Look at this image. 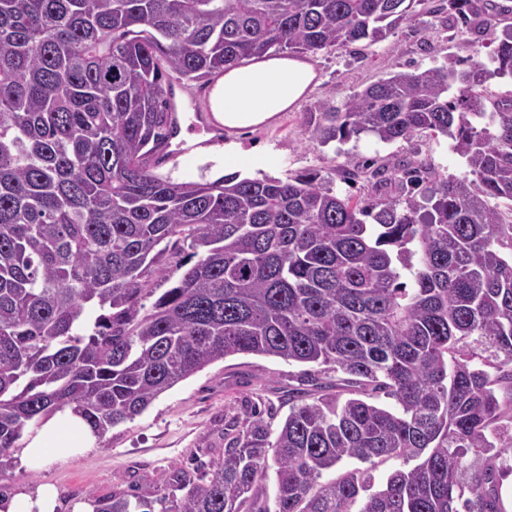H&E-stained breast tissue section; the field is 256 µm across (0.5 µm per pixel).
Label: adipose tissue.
<instances>
[{"mask_svg": "<svg viewBox=\"0 0 512 512\" xmlns=\"http://www.w3.org/2000/svg\"><path fill=\"white\" fill-rule=\"evenodd\" d=\"M315 78L310 63L280 57L230 72L216 91L225 126L246 128L270 120L295 103ZM99 442L87 422L66 408L44 417L32 432L25 434L21 462L27 469H38L62 455L92 453Z\"/></svg>", "mask_w": 512, "mask_h": 512, "instance_id": "adipose-tissue-1", "label": "adipose tissue"}]
</instances>
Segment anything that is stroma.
Returning a JSON list of instances; mask_svg holds the SVG:
<instances>
[{
  "instance_id": "35a3bbf8",
  "label": "stroma",
  "mask_w": 512,
  "mask_h": 512,
  "mask_svg": "<svg viewBox=\"0 0 512 512\" xmlns=\"http://www.w3.org/2000/svg\"><path fill=\"white\" fill-rule=\"evenodd\" d=\"M485 19L481 34L456 37L448 29L446 14H424L401 23L375 46L356 43L322 51L310 59L317 78L294 109L279 113L271 122L222 136L183 125L181 137L189 152L174 155L157 172L174 182L216 180L228 173L224 145L230 141L263 155V167L251 172L255 178L284 179L314 171L333 180L344 169L377 167L415 154L433 169L415 191L419 205H427L440 181L469 175L464 158L452 150L447 136L383 143L363 135L322 147L304 134L303 114L317 102L341 105L370 84L397 73L423 71L451 55L485 59L512 26V0H488ZM320 375V366L277 357H226L161 394L134 420L112 428L95 452L62 457L33 472L17 463L0 470V493L32 492L49 484L58 492V512H73L92 495L131 496L146 489L172 495L176 472L223 457L224 424L229 418L244 417L256 407L270 428L278 429L288 414L289 391L309 389L311 379Z\"/></svg>"
}]
</instances>
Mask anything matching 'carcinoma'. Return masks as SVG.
Instances as JSON below:
<instances>
[{"label":"carcinoma","instance_id":"carcinoma-1","mask_svg":"<svg viewBox=\"0 0 512 512\" xmlns=\"http://www.w3.org/2000/svg\"><path fill=\"white\" fill-rule=\"evenodd\" d=\"M425 2L0 0V468L58 409L102 436L206 366L256 354L340 377L288 393L275 433L260 411L229 420L224 457L178 472L184 495L161 512H505L512 224L493 201H512V99L485 83L512 77V30L486 64L450 56L304 113L321 146L451 138L473 179L442 181L422 217L410 194L356 200L314 172H154L174 135L172 81L206 86L272 49L372 46ZM440 9L481 32L484 0ZM393 170L414 188L430 167ZM173 259L182 275L144 310ZM388 458L408 468L377 486ZM351 459L367 467L320 482ZM165 501L147 490L91 506Z\"/></svg>","mask_w":512,"mask_h":512}]
</instances>
